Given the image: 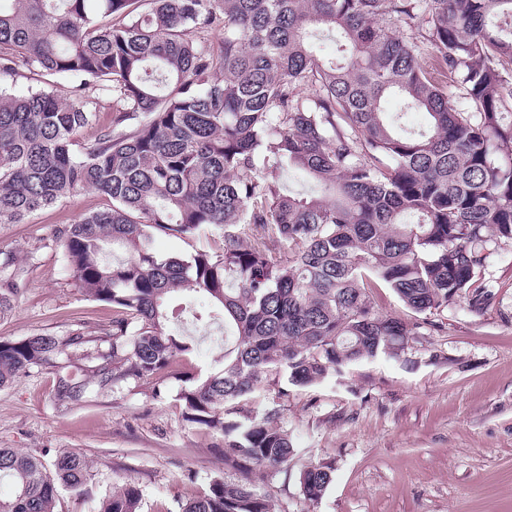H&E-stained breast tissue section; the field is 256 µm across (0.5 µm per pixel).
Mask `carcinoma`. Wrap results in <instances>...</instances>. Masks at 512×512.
I'll return each mask as SVG.
<instances>
[{
  "label": "carcinoma",
  "mask_w": 512,
  "mask_h": 512,
  "mask_svg": "<svg viewBox=\"0 0 512 512\" xmlns=\"http://www.w3.org/2000/svg\"><path fill=\"white\" fill-rule=\"evenodd\" d=\"M508 64L512 0H0V80L21 66L76 80L63 95L0 89V224L80 192L112 200L58 234L75 286L112 305V323L1 339L0 387L57 368L51 396L76 406L92 388L140 382L160 397L177 377L182 416L223 434L224 467L242 476L212 481L181 512H273L252 476L295 459L288 386L397 357L431 311L489 302L471 282L512 242ZM103 82L107 125L89 92ZM409 112L426 124L408 127ZM285 171L311 191H284ZM160 235L218 247L160 255ZM12 264L0 256V316L18 293ZM377 287L407 317L378 313ZM185 325L230 330L203 373L183 365L198 348ZM269 389L277 401L252 409ZM91 476L78 453L0 448V481L13 485L0 512H55L59 490L82 496ZM332 479L305 466L304 498L319 501ZM139 500L129 483L100 512H137Z\"/></svg>",
  "instance_id": "cac0c4a2"
}]
</instances>
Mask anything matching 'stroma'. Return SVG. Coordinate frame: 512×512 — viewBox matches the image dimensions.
<instances>
[{
    "mask_svg": "<svg viewBox=\"0 0 512 512\" xmlns=\"http://www.w3.org/2000/svg\"><path fill=\"white\" fill-rule=\"evenodd\" d=\"M109 205L88 191L19 224H0V251L12 253L21 292L0 317V339L62 335L84 324L96 333L112 308L73 285L55 236L79 216ZM473 286L492 299L483 313L465 304L435 310L438 329L398 357L348 366L309 388H290L284 419L298 450L288 472L261 477L275 512H512V243L502 244ZM55 375L33 370L0 388V448L72 451L92 467L90 501L61 492L56 512H93L116 488L135 483L139 512H181L216 478L232 479L216 449L224 437L184 420L176 401L152 386L91 392L75 407L51 400ZM331 467L315 504L299 471Z\"/></svg>",
    "mask_w": 512,
    "mask_h": 512,
    "instance_id": "1",
    "label": "stroma"
}]
</instances>
